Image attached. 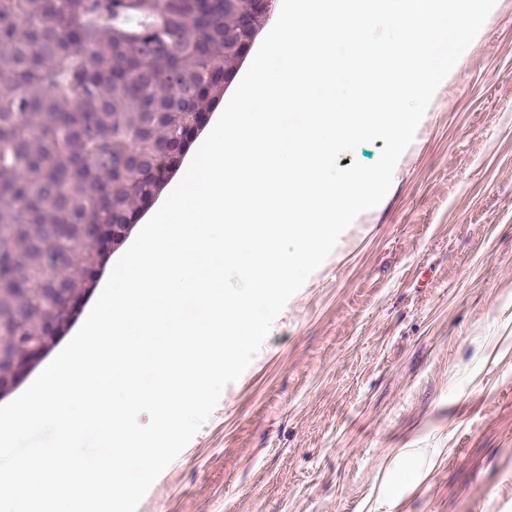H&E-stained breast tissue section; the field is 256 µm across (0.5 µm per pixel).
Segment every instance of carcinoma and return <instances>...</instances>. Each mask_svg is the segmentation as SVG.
Masks as SVG:
<instances>
[{"label":"carcinoma","mask_w":512,"mask_h":512,"mask_svg":"<svg viewBox=\"0 0 512 512\" xmlns=\"http://www.w3.org/2000/svg\"><path fill=\"white\" fill-rule=\"evenodd\" d=\"M270 15L244 0H0L1 356L48 334L49 289L92 284L90 226L137 223Z\"/></svg>","instance_id":"cac0c4a2"}]
</instances>
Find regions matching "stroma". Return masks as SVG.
Segmentation results:
<instances>
[{
  "instance_id": "stroma-1",
  "label": "stroma",
  "mask_w": 512,
  "mask_h": 512,
  "mask_svg": "<svg viewBox=\"0 0 512 512\" xmlns=\"http://www.w3.org/2000/svg\"><path fill=\"white\" fill-rule=\"evenodd\" d=\"M137 512H512V0Z\"/></svg>"
}]
</instances>
